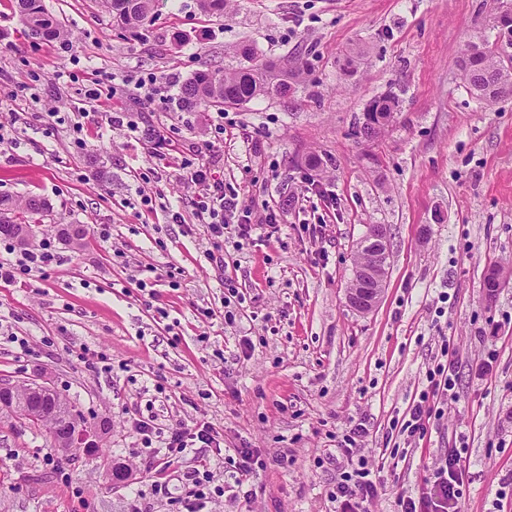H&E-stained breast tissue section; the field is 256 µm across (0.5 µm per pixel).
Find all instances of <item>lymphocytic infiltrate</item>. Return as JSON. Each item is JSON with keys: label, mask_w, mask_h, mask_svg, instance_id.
Segmentation results:
<instances>
[{"label": "lymphocytic infiltrate", "mask_w": 512, "mask_h": 512, "mask_svg": "<svg viewBox=\"0 0 512 512\" xmlns=\"http://www.w3.org/2000/svg\"><path fill=\"white\" fill-rule=\"evenodd\" d=\"M182 178L194 185L196 200L194 210L197 218L207 224L214 239H221L227 228H234L238 238H250L254 226L249 216L237 213L235 197L226 195L223 182L213 178L209 165L201 163L183 173ZM237 218V225H230V218ZM6 255L0 259V282L10 284L23 277L45 274L56 260L51 242H44L32 249L16 250L6 245ZM427 385L417 399L413 400L409 418L400 427L407 441L423 438L431 417L443 414L448 400L455 395L456 372L451 362L434 364L426 371ZM134 428L145 444L160 441L166 456H180L193 449L196 444L207 448L219 447L220 442L212 427L199 423L194 427H181L167 435H160L155 425L136 420ZM365 428L359 427L343 436L336 452L343 460L342 471L329 492L330 502L335 503L336 512H369L368 506L380 495L383 488L379 461L363 455L359 441L365 436ZM463 451L450 448L443 460L436 463L430 488L417 496H402L398 499L400 512H463L465 507V477L462 464ZM226 469L236 489L241 490L244 500H251L252 493L247 484L267 463L258 450L242 447L225 456ZM154 494L168 498L172 512H204L213 496L223 495L224 489L213 486L212 476L206 470H194L187 476L179 493H171L168 483L153 482Z\"/></svg>", "instance_id": "1"}]
</instances>
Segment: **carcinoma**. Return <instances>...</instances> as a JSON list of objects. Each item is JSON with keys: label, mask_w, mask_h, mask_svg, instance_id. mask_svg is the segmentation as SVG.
<instances>
[{"label": "carcinoma", "mask_w": 512, "mask_h": 512, "mask_svg": "<svg viewBox=\"0 0 512 512\" xmlns=\"http://www.w3.org/2000/svg\"><path fill=\"white\" fill-rule=\"evenodd\" d=\"M154 0H102L103 6L112 16V24L125 30L142 27L153 11ZM17 9L28 35L35 39L58 38L66 31L44 9L41 0H17ZM241 56L250 61L232 73L198 71L181 90V101L192 107L204 105L222 109L226 106H240L251 100L278 91L273 82L275 67L268 61L254 58L252 49L243 45L238 48ZM459 68L469 90L476 97L489 102L500 98V85L512 86V65L502 59L499 48L492 44L486 56L465 62L459 60ZM395 99L384 97L373 101L367 108L372 118L358 123L353 136L360 142L370 141L381 131L380 119L392 116ZM49 208L37 197L25 199L0 196V235L15 238L26 245L32 233V226L44 223Z\"/></svg>", "instance_id": "1"}]
</instances>
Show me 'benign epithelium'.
Wrapping results in <instances>:
<instances>
[{
	"instance_id": "7a95c632",
	"label": "benign epithelium",
	"mask_w": 512,
	"mask_h": 512,
	"mask_svg": "<svg viewBox=\"0 0 512 512\" xmlns=\"http://www.w3.org/2000/svg\"><path fill=\"white\" fill-rule=\"evenodd\" d=\"M366 246L368 259L355 269L347 295L349 305L360 313L371 311L381 297L389 260V240L385 225H372ZM51 394L49 386L34 380L23 384L1 382L0 411L12 410L18 419L33 423L37 418L44 416V400ZM60 436L64 447L95 446L88 431L69 429L60 433Z\"/></svg>"
}]
</instances>
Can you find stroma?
<instances>
[{"label": "stroma", "instance_id": "1", "mask_svg": "<svg viewBox=\"0 0 512 512\" xmlns=\"http://www.w3.org/2000/svg\"><path fill=\"white\" fill-rule=\"evenodd\" d=\"M42 3L67 37H29L14 0H0V124L14 137L0 144V196L49 204L30 244L53 238L57 262L0 283V381L49 382L101 446L61 451L45 427L0 412V512H165L133 427L150 410L163 431L201 421L223 438L219 450L155 458L170 487L201 457L223 483L228 448L268 457L253 503L223 497L211 512H335L327 452L360 424L365 455L397 453L372 512L418 495L425 463L459 434L467 512H512L501 485L512 472V98L478 99L457 66L477 37L498 42L512 0H232L221 16L197 0H156L135 36L100 0ZM243 43L309 72L285 97L184 108L181 86L205 68L245 66ZM148 76L150 95L137 86ZM96 80L115 94L94 115L85 92ZM385 95L397 100L391 122L357 143L354 122ZM113 112L138 131L111 124ZM312 155L323 161L315 172ZM202 162L252 221L280 214L276 232H253L242 250L225 234L222 271L181 179ZM312 181L320 192L305 195ZM64 224L88 234L66 238ZM371 224L387 226L391 256L380 301L361 314L347 290ZM148 266L150 294L136 284ZM494 270L503 286L492 295ZM227 277L245 298L233 322ZM445 340L456 398L407 445L394 424ZM283 451L284 469L272 462Z\"/></svg>", "mask_w": 512, "mask_h": 512}]
</instances>
